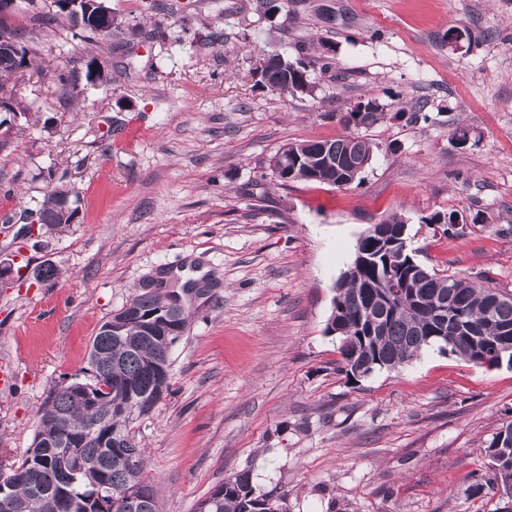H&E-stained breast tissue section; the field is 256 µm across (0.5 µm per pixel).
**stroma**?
<instances>
[{"label": "stroma", "instance_id": "1", "mask_svg": "<svg viewBox=\"0 0 512 512\" xmlns=\"http://www.w3.org/2000/svg\"><path fill=\"white\" fill-rule=\"evenodd\" d=\"M108 3L122 27L149 18L184 42L138 41L131 74L86 86L80 111L52 78L70 58L59 23L41 36L44 72L14 83L29 121L0 152V218L13 217L0 260L20 251L59 275L32 285L17 270L0 288V356L16 369L0 453L21 458L100 325L160 276L209 293L186 298L171 391L136 424L159 512H195L242 471L287 512H502V492L471 485L491 474L483 448L512 411V367L434 346L353 380L325 326L359 236L392 214L421 265L512 294V0H173L172 16ZM452 27L469 39L449 44ZM270 53L309 61L310 92L257 84ZM321 55L335 71L314 67ZM363 98L383 119L342 124ZM349 133L374 145L360 182L279 184L284 144ZM52 161L79 217L35 235L19 215L37 210ZM451 211L453 237L430 221Z\"/></svg>", "mask_w": 512, "mask_h": 512}]
</instances>
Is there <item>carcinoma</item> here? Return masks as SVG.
<instances>
[{
  "instance_id": "obj_1",
  "label": "carcinoma",
  "mask_w": 512,
  "mask_h": 512,
  "mask_svg": "<svg viewBox=\"0 0 512 512\" xmlns=\"http://www.w3.org/2000/svg\"><path fill=\"white\" fill-rule=\"evenodd\" d=\"M33 6V27H14L0 21V90L18 69L38 66L42 33L64 19L71 39L85 43L115 41L114 50L127 45L126 31L113 27L78 28L73 15L56 0ZM94 55L72 56L70 68L54 71L61 95L74 97L81 82L94 85L110 78L93 76ZM308 64L275 53L262 60L259 82L280 92L309 89ZM374 145L366 138L345 135L283 145L272 159L281 184L319 182L331 186L355 181L362 171L351 164L369 166ZM44 193L36 210L38 221L53 226L72 224L79 214L78 196L65 184L67 172L49 165L42 168ZM375 256V264L352 263L335 285L336 297L325 333L339 339V371L358 379L387 369L396 370L424 348L437 345L449 354L481 366L491 356L497 365L512 366V295L488 281L476 283L455 274L430 270L409 252L406 221L393 214L378 224L376 234L357 243ZM176 291H164L153 280L129 299L119 313L110 314L92 341L88 366L80 387L53 390L40 409L30 448L18 462L0 461V477L11 512H56V502L73 503L72 512H99L101 491L127 493L138 499L130 507L126 498L110 500L107 512H146L157 504L154 487L144 480V451L135 421L127 409L140 404L142 418L170 391L171 351L189 324L185 307L174 306ZM92 387L93 403L81 388ZM105 428L72 449L62 446L66 433L99 422ZM493 477L491 487L512 496V421L502 424L484 448ZM197 512H286L265 495L255 493L249 473L224 480L197 505Z\"/></svg>"
}]
</instances>
